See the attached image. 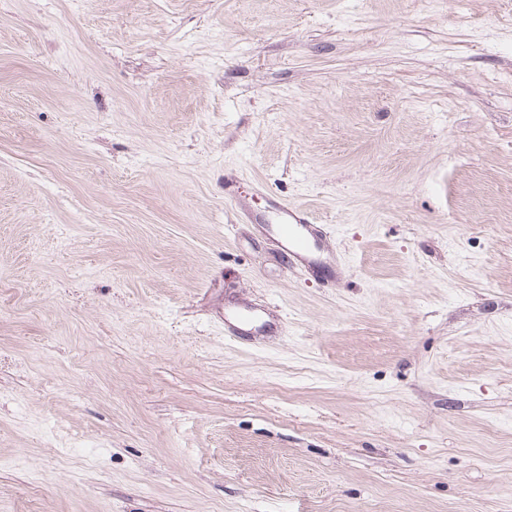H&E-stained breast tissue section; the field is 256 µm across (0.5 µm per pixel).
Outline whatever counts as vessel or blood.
<instances>
[{
  "label": "vessel or blood",
  "instance_id": "obj_1",
  "mask_svg": "<svg viewBox=\"0 0 512 512\" xmlns=\"http://www.w3.org/2000/svg\"><path fill=\"white\" fill-rule=\"evenodd\" d=\"M268 211L273 217L270 228L279 237L290 266L303 267L314 278H323L336 257L322 254L320 226L312 224L305 209L285 200L270 199Z\"/></svg>",
  "mask_w": 512,
  "mask_h": 512
}]
</instances>
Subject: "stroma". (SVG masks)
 <instances>
[{
    "mask_svg": "<svg viewBox=\"0 0 512 512\" xmlns=\"http://www.w3.org/2000/svg\"><path fill=\"white\" fill-rule=\"evenodd\" d=\"M0 512H512V0H0ZM268 213L273 216L272 231L281 240L291 267L300 266L315 279H324L326 269L336 256L328 253L324 259L316 258L321 253L323 234L318 224H312L308 212L295 204L272 197L268 202ZM251 314L249 310L236 313L233 317L224 316V336L229 340H238L240 336L247 334L250 329L247 327L251 324Z\"/></svg>",
    "mask_w": 512,
    "mask_h": 512,
    "instance_id": "stroma-1",
    "label": "stroma"
}]
</instances>
